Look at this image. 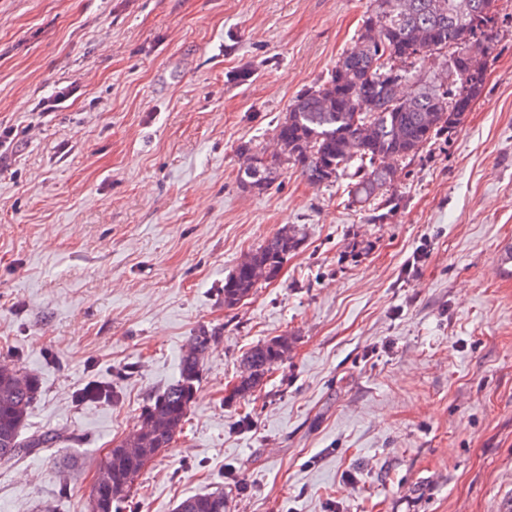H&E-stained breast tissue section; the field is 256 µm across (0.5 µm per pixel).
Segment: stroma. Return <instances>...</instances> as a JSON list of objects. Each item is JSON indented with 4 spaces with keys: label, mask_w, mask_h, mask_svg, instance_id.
Returning a JSON list of instances; mask_svg holds the SVG:
<instances>
[{
    "label": "stroma",
    "mask_w": 512,
    "mask_h": 512,
    "mask_svg": "<svg viewBox=\"0 0 512 512\" xmlns=\"http://www.w3.org/2000/svg\"><path fill=\"white\" fill-rule=\"evenodd\" d=\"M368 4L0 0V362L40 379L27 432L64 436L0 463V512H88L203 327L184 429L125 512L215 489L229 512H512V0L482 96L397 163L384 218L292 166L239 184V146L269 149ZM289 226L278 277L225 309L238 261ZM275 336L286 358L236 397ZM289 347L288 339L275 337L260 342L247 351L241 360L243 365L248 366L247 374L241 378L237 393L241 397L250 394L270 369L288 354Z\"/></svg>",
    "instance_id": "1"
}]
</instances>
